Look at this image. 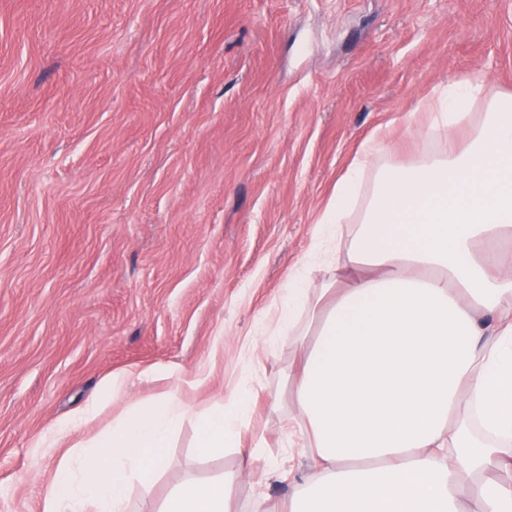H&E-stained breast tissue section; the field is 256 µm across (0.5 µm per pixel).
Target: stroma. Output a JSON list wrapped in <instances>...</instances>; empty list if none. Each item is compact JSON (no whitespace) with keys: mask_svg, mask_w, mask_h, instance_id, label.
Instances as JSON below:
<instances>
[{"mask_svg":"<svg viewBox=\"0 0 512 512\" xmlns=\"http://www.w3.org/2000/svg\"><path fill=\"white\" fill-rule=\"evenodd\" d=\"M512 93V0H0V512H41L63 450L132 401L211 407L239 387L253 434L284 469V377L264 349L291 271L362 145L379 164L464 146L411 136L457 80ZM127 395L42 447L113 374ZM186 420L134 512L186 477L241 470L207 457ZM240 512L291 481L241 470Z\"/></svg>","mask_w":512,"mask_h":512,"instance_id":"obj_1","label":"stroma"}]
</instances>
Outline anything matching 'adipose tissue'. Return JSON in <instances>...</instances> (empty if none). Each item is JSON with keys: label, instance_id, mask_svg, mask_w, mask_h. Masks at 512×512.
Returning a JSON list of instances; mask_svg holds the SVG:
<instances>
[{"label": "adipose tissue", "instance_id": "ef3b65f1", "mask_svg": "<svg viewBox=\"0 0 512 512\" xmlns=\"http://www.w3.org/2000/svg\"><path fill=\"white\" fill-rule=\"evenodd\" d=\"M487 109L468 143L377 167L369 143L327 201L308 262L288 278L266 334L301 347L288 371L299 455L310 464L284 512H512V95L468 81L431 106L456 129ZM373 191L338 253L354 189ZM335 269L312 287L308 267ZM248 392L193 409L172 389L114 418L95 451L64 456L41 512H131L186 419L209 454L234 444ZM238 474L174 487L157 512H239Z\"/></svg>", "mask_w": 512, "mask_h": 512}]
</instances>
